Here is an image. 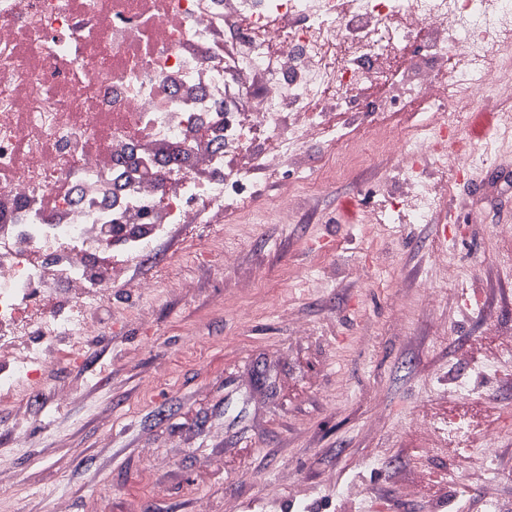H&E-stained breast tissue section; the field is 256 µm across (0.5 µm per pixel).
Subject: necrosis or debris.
Here are the masks:
<instances>
[{
    "label": "necrosis or debris",
    "mask_w": 512,
    "mask_h": 512,
    "mask_svg": "<svg viewBox=\"0 0 512 512\" xmlns=\"http://www.w3.org/2000/svg\"><path fill=\"white\" fill-rule=\"evenodd\" d=\"M352 3L0 0V401L35 404L50 366L91 358L90 313L121 286L100 253L149 264L169 225L251 200V168L224 158L277 169L301 140L285 114L341 143L327 113L351 123L409 99L444 115L461 97L512 96L489 64L512 42V0ZM246 73L264 80L238 84ZM368 83L382 91L366 101ZM228 91L247 109L225 107ZM154 139L182 141L187 162L165 170ZM437 144L430 123L390 139L415 224L440 199L410 160Z\"/></svg>",
    "instance_id": "1"
}]
</instances>
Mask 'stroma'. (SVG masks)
Returning <instances> with one entry per match:
<instances>
[{
    "mask_svg": "<svg viewBox=\"0 0 512 512\" xmlns=\"http://www.w3.org/2000/svg\"><path fill=\"white\" fill-rule=\"evenodd\" d=\"M431 115L408 103L386 117L366 115L349 131L351 148L322 136L276 172L255 171L249 209L216 223L172 228L159 259L121 268L125 288L99 305L102 340L92 363H74L48 379L37 408L0 407V457L12 459L0 484V512H477L485 495L512 512V475L492 480L463 465L467 447L498 430L512 452V158L500 154L461 180L446 163L422 177L456 210L457 264L440 256L436 209L414 224L379 128H411ZM309 166L324 176L299 188ZM298 189L287 222L275 199ZM359 204L354 223L336 221L343 200ZM221 238L237 253L225 267L217 252L192 243ZM188 252L181 264L170 256ZM366 263L368 279L349 274ZM154 279L148 299L133 285ZM435 283L436 305L419 287ZM496 363L493 376L477 366ZM466 378L481 400L457 398ZM153 389H146V382ZM472 424L469 443L431 456L440 437L422 417ZM224 423L223 442L211 436ZM242 448L225 484L223 466L184 475L195 455ZM383 466H366V459ZM456 468L470 496L429 487ZM385 490L371 497V486Z\"/></svg>",
    "mask_w": 512,
    "mask_h": 512,
    "instance_id": "1",
    "label": "stroma"
}]
</instances>
